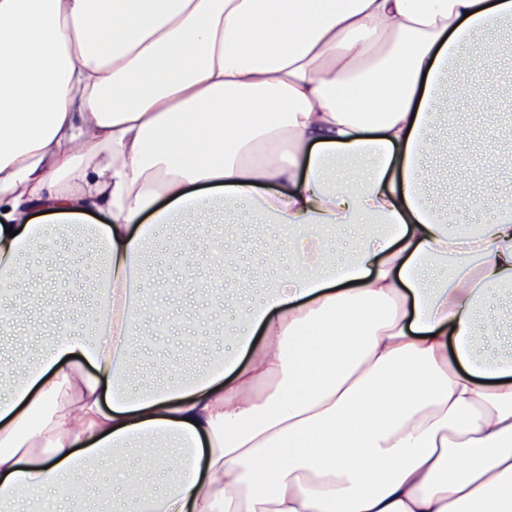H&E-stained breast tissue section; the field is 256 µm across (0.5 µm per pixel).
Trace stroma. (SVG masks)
I'll list each match as a JSON object with an SVG mask.
<instances>
[{
  "instance_id": "1",
  "label": "stroma",
  "mask_w": 512,
  "mask_h": 512,
  "mask_svg": "<svg viewBox=\"0 0 512 512\" xmlns=\"http://www.w3.org/2000/svg\"><path fill=\"white\" fill-rule=\"evenodd\" d=\"M476 83L485 94L498 99L496 114L485 115L470 111L462 99L442 95L437 103L439 111L450 113L449 136H462L480 154L483 162L481 178L466 181L458 179L456 173L464 162L456 156L448 157L449 178L446 189H429L427 197L435 208H443L447 199L457 203V218L482 223L494 216L491 206L499 186L512 181V176L499 171L493 157L499 148L507 146L502 138L503 128L512 125V59L487 55L484 59L469 58L459 62L451 72L449 86ZM481 197L483 209L475 210L471 199ZM52 247L41 250L37 256L27 258V275L12 284H0V303L15 304L17 298L32 297L40 305L52 308L73 330L88 334L94 326L92 308L96 294L89 283V271L98 264L99 258L87 253H78L77 243H63L57 232H50ZM226 250L230 261L241 271L243 295L238 299H224L218 287L221 271L215 267H204L199 256L214 245ZM284 231L271 224L256 223L249 210H242L236 227L227 232L222 241H215L204 229L185 224L171 227L168 241L154 244L145 264V274L153 287L163 288L168 278L185 269L193 273L201 288L199 294L187 299L181 320L175 327L177 336H191L194 346L179 351L163 347L144 345L140 338H133L129 353V375L134 389L149 388L163 377L185 378L198 373L216 361L222 354L231 352L233 330L239 329L240 302L259 301L269 287L288 274L287 266L268 267L265 254L271 246H285ZM77 253L75 263L60 267L56 278L43 276L42 270L57 252ZM216 302L217 307L209 322L195 316L197 306Z\"/></svg>"
}]
</instances>
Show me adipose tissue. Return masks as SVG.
<instances>
[{
  "label": "adipose tissue",
  "instance_id": "obj_1",
  "mask_svg": "<svg viewBox=\"0 0 512 512\" xmlns=\"http://www.w3.org/2000/svg\"><path fill=\"white\" fill-rule=\"evenodd\" d=\"M512 0H0V282L45 223L105 275L92 337L45 311L0 357V512L80 494L126 449L167 466L136 512H512V197L468 224L424 201L435 103ZM247 205L290 262L233 356L128 380L158 224ZM106 202L105 224L87 221ZM371 225L337 261L322 231ZM489 295L492 303L483 318V324L486 325L507 319L512 308L509 298L502 296L495 288L489 290Z\"/></svg>",
  "mask_w": 512,
  "mask_h": 512
}]
</instances>
